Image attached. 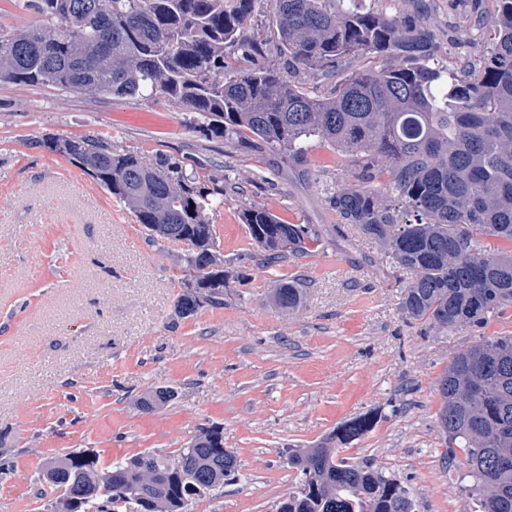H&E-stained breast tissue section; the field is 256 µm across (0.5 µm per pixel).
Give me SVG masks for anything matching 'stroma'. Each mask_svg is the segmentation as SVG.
Returning a JSON list of instances; mask_svg holds the SVG:
<instances>
[{"label":"stroma","mask_w":512,"mask_h":512,"mask_svg":"<svg viewBox=\"0 0 512 512\" xmlns=\"http://www.w3.org/2000/svg\"><path fill=\"white\" fill-rule=\"evenodd\" d=\"M48 134L108 138L148 164L179 160L201 187L223 175L224 200L207 212L231 262L223 306L178 317L185 247L148 241L123 204L38 148ZM357 172L315 140L296 165L205 136L196 114L162 98L0 84V512H50L58 492L43 467L53 457H174L212 426L239 469L187 512H276L296 483L281 449L315 447L365 415L373 424L345 457L398 479L415 512H474L464 456L444 458L438 382L455 353L512 335V305L480 329L406 318L410 271L327 201ZM253 204L305 225V251L260 266L239 219ZM292 280L303 302L279 313L273 291ZM160 390L172 399L143 410Z\"/></svg>","instance_id":"obj_1"}]
</instances>
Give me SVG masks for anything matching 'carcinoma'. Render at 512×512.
<instances>
[{"label":"carcinoma","instance_id":"carcinoma-1","mask_svg":"<svg viewBox=\"0 0 512 512\" xmlns=\"http://www.w3.org/2000/svg\"><path fill=\"white\" fill-rule=\"evenodd\" d=\"M387 16L348 0H25L46 25L0 24V84L42 85L121 99L161 96L201 118L231 145L304 161L317 140L351 156L357 180L329 195L345 223L417 272L402 308L450 330L478 327L512 303V250L487 254L483 238L512 245V0H474L456 72L441 63L431 0ZM273 13L277 34L252 18ZM38 146L67 158L124 203L151 239L187 240L191 283L181 318L224 305V260L206 211L224 186L199 187L168 158L149 167L97 136H47ZM242 223L266 265L305 248L308 229L249 206ZM303 288L287 282L273 304L295 310ZM437 426L447 459L466 457L462 489L479 512H512V336L457 353L439 380ZM369 420L342 425L345 444ZM176 469L142 452L106 468L91 451L55 457L44 479L64 489L60 512H185L184 496L224 485L237 458L214 427L180 450ZM299 477L287 512H415L405 486L339 449H288Z\"/></svg>","mask_w":512,"mask_h":512}]
</instances>
